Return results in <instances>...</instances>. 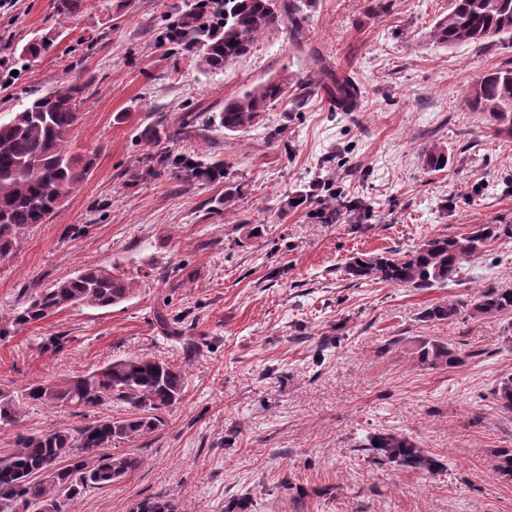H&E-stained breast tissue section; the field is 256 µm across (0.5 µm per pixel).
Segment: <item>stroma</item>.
<instances>
[{
    "label": "stroma",
    "mask_w": 512,
    "mask_h": 512,
    "mask_svg": "<svg viewBox=\"0 0 512 512\" xmlns=\"http://www.w3.org/2000/svg\"><path fill=\"white\" fill-rule=\"evenodd\" d=\"M196 0H84L58 27L55 0L0 7V116L67 81L84 85L73 152L93 154L86 178L0 266V390L67 380L129 356L186 371L183 394L158 430L126 444L143 466L84 494L74 512H130L148 497L179 512H512V479L492 470L512 450V413L491 392L512 376L508 316L464 311L483 285L512 289V237L467 262L459 281L415 290L352 279V257L405 252L424 238L477 224H512V134L494 133L466 97L512 64V37L452 49L433 43L449 0H302L305 43L265 32L221 71L197 54L209 32ZM58 30L50 56L22 46ZM359 87L337 111L312 55ZM285 76L302 101L274 103L244 133L215 120L225 101ZM187 139H170L188 117ZM159 139L147 146L146 125ZM448 150L428 169L425 151ZM193 150L228 178L148 173L147 150ZM239 191L236 212L219 210ZM121 264L137 292L119 305L64 310L22 329L15 308L78 268ZM455 303L454 319L423 316ZM66 337L52 351L50 337ZM452 344L465 360L427 369L412 341ZM84 418L28 407L0 428L70 430ZM409 438L432 472L365 451L369 436Z\"/></svg>",
    "instance_id": "stroma-1"
}]
</instances>
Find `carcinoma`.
Wrapping results in <instances>:
<instances>
[{
  "label": "carcinoma",
  "mask_w": 512,
  "mask_h": 512,
  "mask_svg": "<svg viewBox=\"0 0 512 512\" xmlns=\"http://www.w3.org/2000/svg\"><path fill=\"white\" fill-rule=\"evenodd\" d=\"M83 0H57V16L65 21L79 12ZM298 0H224V22L199 50L203 70L221 71L246 56L265 32L290 28L294 40L302 38ZM487 31L495 36L512 35V0H450L448 13L434 23L430 37L444 47L482 43ZM55 39L44 35L28 42L22 53L36 59L49 54ZM320 84L342 112L358 105V86L318 69ZM286 78L269 79L224 103L219 125L227 132H244L258 123L262 112L288 97ZM84 87L71 83L0 117V262L9 261L20 238L35 224H43L61 201L93 166V158L70 151L69 133L78 120ZM467 106L486 114L489 121L505 127L512 124V65L485 75L470 90ZM36 159L40 173L25 175L20 163ZM427 167L448 166V151L433 145L424 154ZM176 175L188 181L212 182L225 171L182 154L175 161ZM512 235L508 224H479L463 235H433L417 247L400 254L355 257L347 272L358 280L369 279L402 288L430 289L457 281L464 263L480 255L502 236ZM137 277L118 264L110 268L87 265L75 275L59 280L32 300L18 307L11 324L16 328L39 322L74 307L108 308L135 294ZM477 316L512 314V291L491 284L483 287L471 304ZM455 304L435 305L425 312L431 321H449L457 315ZM414 355L427 368L451 367L464 362L461 352L436 339L416 341ZM184 370L163 360L147 357L116 359L72 380H41L22 393L0 390V427H16L28 406L70 408L79 413L106 405H124L130 411L106 416L71 430L19 433L16 448L0 456V512H71L85 493L112 486L142 465L135 452L119 446L153 433L162 423L161 414L181 398ZM498 406L512 413V377L495 388ZM369 447L390 462L418 467L424 457L406 438L378 435ZM494 472L512 478V452L496 456Z\"/></svg>",
  "instance_id": "obj_1"
}]
</instances>
